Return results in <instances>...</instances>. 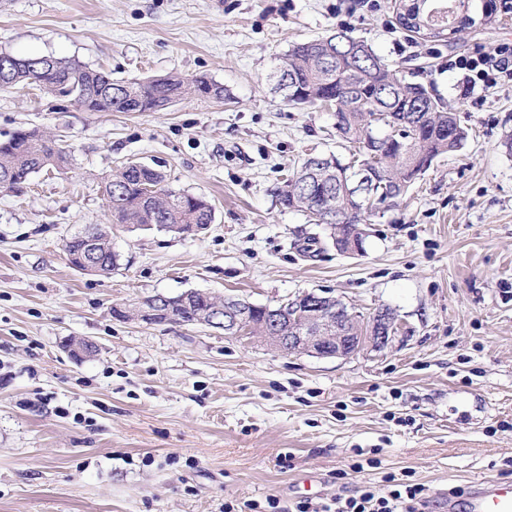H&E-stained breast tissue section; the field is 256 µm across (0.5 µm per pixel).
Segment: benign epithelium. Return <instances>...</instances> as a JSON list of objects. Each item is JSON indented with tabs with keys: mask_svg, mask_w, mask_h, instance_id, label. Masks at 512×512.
<instances>
[{
	"mask_svg": "<svg viewBox=\"0 0 512 512\" xmlns=\"http://www.w3.org/2000/svg\"><path fill=\"white\" fill-rule=\"evenodd\" d=\"M304 308L267 306L263 322L247 324L254 305L233 298H214L204 325L224 327L230 335H246L268 348L317 358H349L365 349L383 351L404 332L396 313L384 309L365 316L342 299L315 292L303 294Z\"/></svg>",
	"mask_w": 512,
	"mask_h": 512,
	"instance_id": "benign-epithelium-1",
	"label": "benign epithelium"
}]
</instances>
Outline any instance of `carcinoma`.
Wrapping results in <instances>:
<instances>
[{
	"label": "carcinoma",
	"mask_w": 512,
	"mask_h": 512,
	"mask_svg": "<svg viewBox=\"0 0 512 512\" xmlns=\"http://www.w3.org/2000/svg\"><path fill=\"white\" fill-rule=\"evenodd\" d=\"M465 0H399L400 25L423 39L449 38L448 24L430 23L431 9L445 5L453 22L467 25L461 14ZM13 58L11 67L0 63V90L35 84L55 98L73 101L88 112H155L158 107L186 94L222 100L224 86L204 76L169 74L147 83L115 81L112 74L88 68L76 61L51 57H18L0 52V60ZM277 89L293 105L337 104L336 132L348 143L350 159L310 156L292 170L277 190L279 203L289 210L307 213L323 224L343 252L351 242L361 245L363 227L377 210L367 195L354 189L351 172L367 168L370 191L397 200L425 174L440 156L460 150L468 137L456 113L436 97L430 86L412 82L389 67L364 41L341 30L332 35L296 43L270 74ZM67 161L57 139L35 129H18L0 140V191L22 193L32 177ZM157 186L156 197L143 196V185ZM112 205L108 209L118 224L129 228L168 227L182 234L186 226L202 227L214 221V209L203 196L174 190L162 172L148 165L120 169L109 181ZM98 231L92 256L103 274L120 266V254L112 249L108 232ZM91 230L66 239L64 249L72 267L86 256V237ZM210 307L198 291L188 298L179 294L158 309L156 322L192 324Z\"/></svg>",
	"instance_id": "carcinoma-1"
}]
</instances>
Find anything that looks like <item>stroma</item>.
Listing matches in <instances>:
<instances>
[{"mask_svg":"<svg viewBox=\"0 0 512 512\" xmlns=\"http://www.w3.org/2000/svg\"><path fill=\"white\" fill-rule=\"evenodd\" d=\"M394 0H6L0 52L54 55L147 81L222 84L157 112H87L39 87L0 90V138L59 139L65 166L0 192V512H270L411 474L423 512L512 476V85L471 97L448 62L512 41V11L472 0L448 42L409 36ZM388 64L419 69L468 131L399 204L373 217L364 251L302 258L325 225L276 190L312 154L348 159L335 117L291 106L268 80L291 45L340 30ZM205 196L192 236L113 223L104 186L123 163ZM106 227L120 267L70 266L64 243ZM202 291L273 305L301 292L362 314L395 311L391 348L348 359L282 354L203 325L114 317L146 297ZM99 344L91 359L70 337ZM362 461L361 472L351 471Z\"/></svg>","mask_w":512,"mask_h":512,"instance_id":"1","label":"stroma"}]
</instances>
